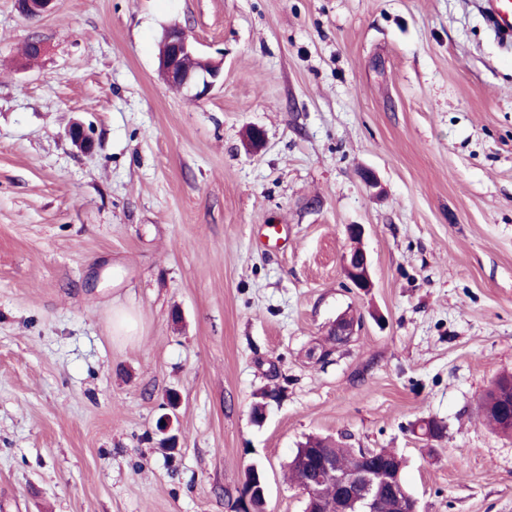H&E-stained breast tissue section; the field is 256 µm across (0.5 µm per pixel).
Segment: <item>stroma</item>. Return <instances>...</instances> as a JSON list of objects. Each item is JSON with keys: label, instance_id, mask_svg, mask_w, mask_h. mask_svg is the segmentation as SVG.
I'll list each match as a JSON object with an SVG mask.
<instances>
[{"label": "stroma", "instance_id": "1", "mask_svg": "<svg viewBox=\"0 0 512 512\" xmlns=\"http://www.w3.org/2000/svg\"><path fill=\"white\" fill-rule=\"evenodd\" d=\"M174 25L203 98L158 74ZM505 371L512 49L476 0H0V512H232L252 465L304 512L310 435L401 454L420 512H512ZM344 271L355 287L360 289L372 288L370 262L362 249H355L345 255ZM495 388H489L480 401V411L484 421L495 431L503 436L512 437V428L506 425V421L499 415L505 406L502 403L510 400L512 395V374H503L494 383Z\"/></svg>", "mask_w": 512, "mask_h": 512}]
</instances>
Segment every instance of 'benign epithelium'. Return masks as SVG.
<instances>
[{
    "instance_id": "7a95c632",
    "label": "benign epithelium",
    "mask_w": 512,
    "mask_h": 512,
    "mask_svg": "<svg viewBox=\"0 0 512 512\" xmlns=\"http://www.w3.org/2000/svg\"><path fill=\"white\" fill-rule=\"evenodd\" d=\"M53 2L54 0H18V8L25 17L36 19L50 12ZM198 59V52L183 29L170 28L164 33L159 50V74L171 85L193 93L195 98L207 94L220 72V64L211 60H203L199 66L194 65V61ZM67 135L80 150L93 149V141L82 124H72ZM344 271L355 287H372L370 262L364 251L355 249L346 254ZM336 479L335 503L327 509L317 506L314 512H348L345 504L350 496L357 499L362 512H377L380 498L387 493L396 500L398 512H418L416 498L401 496V473L391 468L363 467L354 475L339 471Z\"/></svg>"
}]
</instances>
